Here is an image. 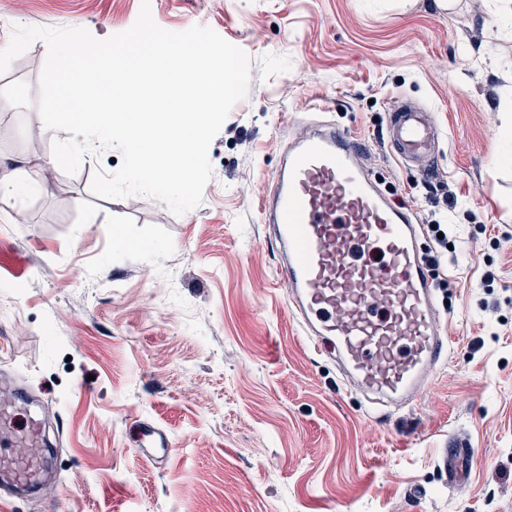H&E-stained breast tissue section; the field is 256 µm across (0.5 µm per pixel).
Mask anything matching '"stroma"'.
Listing matches in <instances>:
<instances>
[{
	"mask_svg": "<svg viewBox=\"0 0 512 512\" xmlns=\"http://www.w3.org/2000/svg\"><path fill=\"white\" fill-rule=\"evenodd\" d=\"M160 27L207 26L245 52L250 86L213 140V176L182 215L142 196L93 194L118 152L55 169L56 192L0 198V386H21L51 442L46 489L0 512H512V21L495 0H150ZM141 0H7L14 27H131ZM47 47L0 75V166L25 177L55 140L37 109ZM407 99L430 109L428 181L381 135ZM331 121L362 138L383 188L418 223L447 216L438 295L454 338L425 396L380 418L314 352L276 282L261 202L289 136ZM172 442L143 462L134 424ZM470 451L456 485L442 448Z\"/></svg>",
	"mask_w": 512,
	"mask_h": 512,
	"instance_id": "obj_1",
	"label": "stroma"
}]
</instances>
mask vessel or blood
Segmentation results:
<instances>
[{
	"mask_svg": "<svg viewBox=\"0 0 512 512\" xmlns=\"http://www.w3.org/2000/svg\"><path fill=\"white\" fill-rule=\"evenodd\" d=\"M386 144L400 164H421L430 175L439 134L429 111L399 102L388 114ZM262 209L304 336L336 356L351 390L394 407L418 401L447 363L453 338L419 243L422 227L379 188L365 144L334 123H312L289 141ZM26 401L21 388L0 398L1 485L42 483L43 423L15 425ZM138 438L146 460L168 457L172 443L155 426L141 425Z\"/></svg>",
	"mask_w": 512,
	"mask_h": 512,
	"instance_id": "obj_1",
	"label": "vessel or blood"
}]
</instances>
